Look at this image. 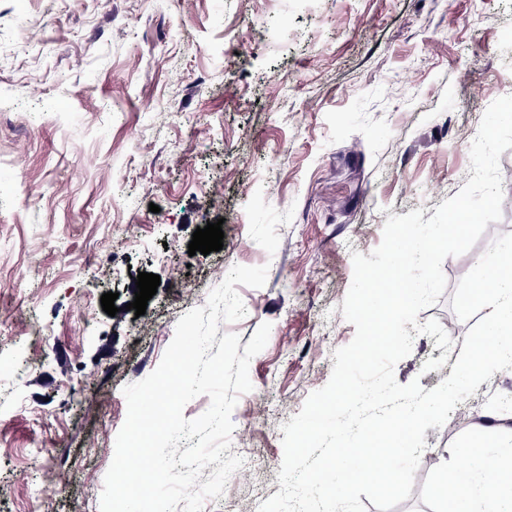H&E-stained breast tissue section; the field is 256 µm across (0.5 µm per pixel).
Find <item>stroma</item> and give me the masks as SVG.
I'll use <instances>...</instances> for the list:
<instances>
[{
    "mask_svg": "<svg viewBox=\"0 0 512 512\" xmlns=\"http://www.w3.org/2000/svg\"><path fill=\"white\" fill-rule=\"evenodd\" d=\"M507 95L512 0H0V512H100L123 386L232 266L264 265L263 287L237 288L245 317L219 326L245 344L272 325L232 413L244 465L204 504L257 512L280 489L283 424L355 335L352 252L460 190ZM500 172V220L444 260L447 288L418 315L453 349L416 335L398 383L452 372L470 328L451 307L461 271L512 233V148ZM216 221L222 250L189 255ZM142 272L161 283L138 316ZM510 394L512 370L494 373L427 429L422 478L392 512H437L444 465L486 443L479 417Z\"/></svg>",
    "mask_w": 512,
    "mask_h": 512,
    "instance_id": "1",
    "label": "stroma"
}]
</instances>
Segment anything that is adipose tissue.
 I'll return each instance as SVG.
<instances>
[{"label":"adipose tissue","instance_id":"adipose-tissue-1","mask_svg":"<svg viewBox=\"0 0 512 512\" xmlns=\"http://www.w3.org/2000/svg\"><path fill=\"white\" fill-rule=\"evenodd\" d=\"M468 463L441 475L434 494L452 505V512H512V433L494 447H463Z\"/></svg>","mask_w":512,"mask_h":512}]
</instances>
